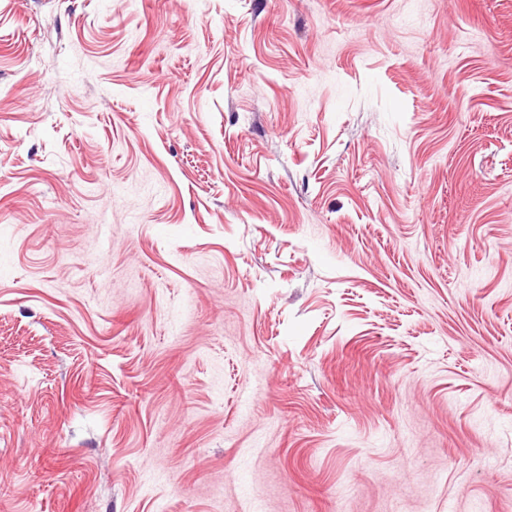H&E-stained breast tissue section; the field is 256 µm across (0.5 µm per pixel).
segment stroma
Segmentation results:
<instances>
[{"label": "stroma", "instance_id": "obj_1", "mask_svg": "<svg viewBox=\"0 0 512 512\" xmlns=\"http://www.w3.org/2000/svg\"><path fill=\"white\" fill-rule=\"evenodd\" d=\"M0 512H512V0H0Z\"/></svg>", "mask_w": 512, "mask_h": 512}]
</instances>
